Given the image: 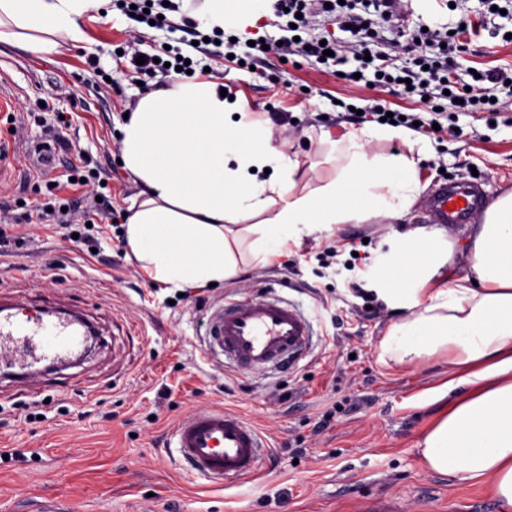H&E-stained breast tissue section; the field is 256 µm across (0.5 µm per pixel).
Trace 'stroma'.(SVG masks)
<instances>
[{
	"mask_svg": "<svg viewBox=\"0 0 512 512\" xmlns=\"http://www.w3.org/2000/svg\"><path fill=\"white\" fill-rule=\"evenodd\" d=\"M463 17L477 26L458 36L454 78L467 83L472 71L490 69L512 78V12L489 14L483 0H410L400 23L445 33ZM174 22L151 27L116 8L79 19L82 42L59 54L0 43V97L16 117L7 138L15 191L33 204L47 198L38 148L64 111L72 149L58 154V171L87 164L107 181L99 209L126 213L139 187L119 163L124 115L140 95L170 82L161 73L140 78L131 56L180 46L194 22L179 15ZM207 63L231 96L268 122L272 145L297 153L300 182L313 187L348 163L336 142L357 123L340 118V103L425 109L392 88L328 74L311 57L284 62L272 54L252 70L216 56ZM96 74L110 85L92 84ZM488 92L498 99L497 124L461 114V134L426 137L422 182L471 179L489 202L512 191V87L492 82ZM274 112L289 113L293 123H271ZM425 224L420 203L401 221L339 224L223 286L182 292L150 279L119 250L118 226L94 252L63 229L29 224L23 245H0V284L82 311L98 342L88 356L45 374L38 391L0 385V512H21L41 495L69 499L76 512H503L486 482L456 481L422 464L416 444L451 399L447 360L385 365L379 345L397 314L378 302L368 315L354 293L379 287L373 259ZM331 246L341 252L326 268L320 255ZM266 294L297 304L311 320L307 356L291 369L242 372L224 354L205 355L211 312ZM22 404L37 407L39 420L21 418ZM203 404L238 413L268 441L255 475L209 481L178 459L172 428Z\"/></svg>",
	"mask_w": 512,
	"mask_h": 512,
	"instance_id": "stroma-1",
	"label": "stroma"
}]
</instances>
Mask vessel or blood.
Masks as SVG:
<instances>
[{
    "instance_id": "obj_1",
    "label": "vessel or blood",
    "mask_w": 512,
    "mask_h": 512,
    "mask_svg": "<svg viewBox=\"0 0 512 512\" xmlns=\"http://www.w3.org/2000/svg\"><path fill=\"white\" fill-rule=\"evenodd\" d=\"M483 204L479 189L460 180L436 184L425 208L431 224L448 227L470 223ZM207 334L208 350L223 352L239 369L250 372L309 349L312 325L296 305L251 299L215 310ZM87 336V319L57 303L0 302V381L37 387L42 373L84 353ZM173 437L179 457L209 480L248 477L260 464L263 442L257 430L221 408L190 411Z\"/></svg>"
}]
</instances>
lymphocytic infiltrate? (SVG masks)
<instances>
[{
	"label": "lymphocytic infiltrate",
	"mask_w": 512,
	"mask_h": 512,
	"mask_svg": "<svg viewBox=\"0 0 512 512\" xmlns=\"http://www.w3.org/2000/svg\"><path fill=\"white\" fill-rule=\"evenodd\" d=\"M361 2L362 0H273L275 17L283 19L286 24L297 25L302 30L308 26L311 17L325 12L333 16L339 26L349 27L353 39L345 42L331 35L323 42L315 38L306 42L290 40L281 43L271 38L267 41L269 53L279 56L305 53L323 59L325 67L343 69V77L349 81L353 80L355 74L365 72L372 73L374 83L383 85H394L398 80L407 78L411 81L413 93L422 97L427 94L424 82L429 79L437 82L439 90L449 91L452 111L480 113L486 121H494L497 107L486 96L482 87L475 85L465 89L456 82L442 80V72L448 69L449 36L432 29L413 31L412 39L434 48L435 56L418 55L412 58L409 65L395 71L390 70L389 59L385 53L369 49L376 33L370 22L361 20L355 13ZM352 60L357 62V70H348L347 65Z\"/></svg>",
	"instance_id": "lymphocytic-infiltrate-1"
}]
</instances>
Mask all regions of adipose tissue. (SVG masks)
<instances>
[{
    "mask_svg": "<svg viewBox=\"0 0 512 512\" xmlns=\"http://www.w3.org/2000/svg\"><path fill=\"white\" fill-rule=\"evenodd\" d=\"M110 0H0V43L44 54L77 43V21ZM261 0H203L182 12L206 29L249 20ZM210 79L177 80L139 98L121 127L122 161L141 187L127 210L125 241L145 272L175 288H204L238 274L233 244L248 262L286 254L313 231L374 218L400 221L424 190L416 156L424 150L404 127L374 126L340 141L347 168L330 182L299 187L297 157L272 147L265 124L220 94ZM398 139L399 155H371V139ZM271 170L267 183L256 170ZM237 225L227 236L229 225ZM465 272L447 267L446 231L418 228L375 264L378 299L403 316L387 329L379 357L413 366L444 354L460 388L426 429V467L469 482L489 479L512 507V192L473 225Z\"/></svg>",
    "mask_w": 512,
    "mask_h": 512,
    "instance_id": "1",
    "label": "adipose tissue"
}]
</instances>
